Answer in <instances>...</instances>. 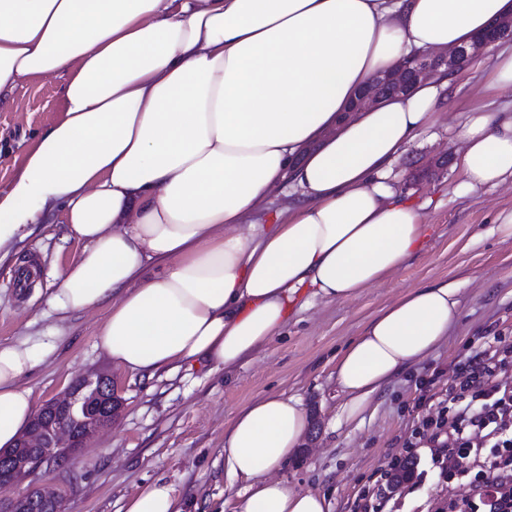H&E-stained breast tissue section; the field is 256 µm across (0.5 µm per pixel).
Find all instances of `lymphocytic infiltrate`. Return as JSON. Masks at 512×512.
<instances>
[{
    "label": "lymphocytic infiltrate",
    "mask_w": 512,
    "mask_h": 512,
    "mask_svg": "<svg viewBox=\"0 0 512 512\" xmlns=\"http://www.w3.org/2000/svg\"><path fill=\"white\" fill-rule=\"evenodd\" d=\"M512 342L483 341L458 362L445 391L422 382L423 414L403 441L405 455L382 470L377 493L397 488L401 469L428 461L442 474L465 478L466 493L448 512H512Z\"/></svg>",
    "instance_id": "lymphocytic-infiltrate-1"
}]
</instances>
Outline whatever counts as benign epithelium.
<instances>
[{
  "instance_id": "1",
  "label": "benign epithelium",
  "mask_w": 512,
  "mask_h": 512,
  "mask_svg": "<svg viewBox=\"0 0 512 512\" xmlns=\"http://www.w3.org/2000/svg\"><path fill=\"white\" fill-rule=\"evenodd\" d=\"M512 38V17L500 21L489 33L476 38L468 46L456 47L435 56L426 52L398 67L373 78L358 94L351 111L367 108L378 100L408 92L418 82L430 78L438 68H461L490 43ZM93 389L92 398H82L81 389L67 388L59 396L45 402L35 412L29 427L18 437L16 447L27 454L0 452V470L7 469L8 482L25 479L36 470L60 461L83 448L96 434L118 417L122 400L117 383L109 375L84 381ZM0 512H60V490L39 487L8 500H0Z\"/></svg>"
}]
</instances>
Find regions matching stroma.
<instances>
[{
    "mask_svg": "<svg viewBox=\"0 0 512 512\" xmlns=\"http://www.w3.org/2000/svg\"><path fill=\"white\" fill-rule=\"evenodd\" d=\"M484 70L458 71L437 126L420 135L395 162L396 189L422 206L429 226L422 248L399 269L364 289L353 301H321L293 312L279 336L231 370L199 364L174 375H130L96 345L105 309L68 316L52 311L53 274L73 259L80 243L66 238L63 212L37 225L13 255L0 260V342L23 336L54 338L28 377L43 404L76 381L96 374L117 377L124 401L119 417L86 448L42 469L34 480L0 484V499L51 484L63 494L62 512H123L129 499L154 482L170 485L194 512H239L246 483L224 471V429L251 400L297 394L310 425L278 475L302 491L325 495L330 512H364L382 467L402 453V439L421 415L418 382L425 369L450 372L477 337H512V238L490 235L499 214L512 210V181L460 196L456 148L449 133L476 106L512 103V88L483 94ZM62 77L19 85L0 102V191L6 189L28 147L62 107ZM35 263V287H12L19 263ZM451 282L459 287L460 316L447 338L425 359L372 395L360 427H337L344 397L336 386V357L360 336L370 318L407 291ZM460 482L435 471L414 477L401 501L376 512H436L461 496Z\"/></svg>",
    "mask_w": 512,
    "mask_h": 512,
    "instance_id": "35a3bbf8",
    "label": "stroma"
}]
</instances>
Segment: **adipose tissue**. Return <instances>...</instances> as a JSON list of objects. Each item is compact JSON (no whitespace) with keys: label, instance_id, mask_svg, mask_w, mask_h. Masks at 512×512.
Returning <instances> with one entry per match:
<instances>
[{"label":"adipose tissue","instance_id":"1","mask_svg":"<svg viewBox=\"0 0 512 512\" xmlns=\"http://www.w3.org/2000/svg\"><path fill=\"white\" fill-rule=\"evenodd\" d=\"M512 0H0V97L59 74L63 108L0 191V251L58 205L76 260L59 269L58 313L106 308L97 345L133 375L204 363L230 369L287 325L297 300L351 301L421 246L419 206L392 164L437 120L452 77L349 113L374 76L470 43ZM465 195L512 178V108L453 130ZM291 201L262 224L270 194ZM459 291L416 287L336 360L337 424L427 356L457 322ZM45 342L0 343V449L34 415L24 378ZM308 427L297 395L237 411L224 466L246 480L241 512H328L276 478ZM158 482L125 512H186Z\"/></svg>","mask_w":512,"mask_h":512}]
</instances>
